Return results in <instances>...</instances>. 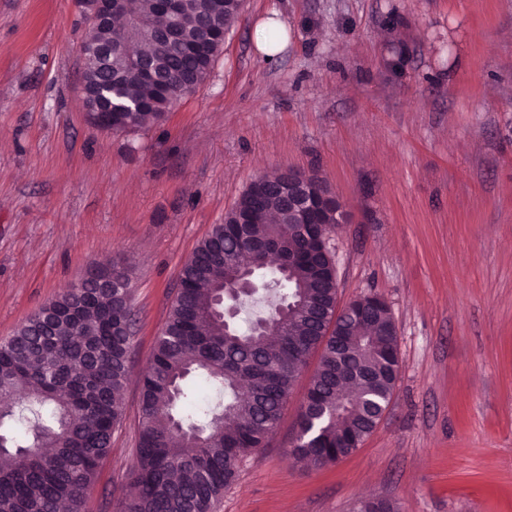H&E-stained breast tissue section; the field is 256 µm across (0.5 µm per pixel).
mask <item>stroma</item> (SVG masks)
<instances>
[{
	"label": "stroma",
	"mask_w": 512,
	"mask_h": 512,
	"mask_svg": "<svg viewBox=\"0 0 512 512\" xmlns=\"http://www.w3.org/2000/svg\"><path fill=\"white\" fill-rule=\"evenodd\" d=\"M283 21L274 57L257 47ZM74 0H0V341L90 268L132 279L131 373L85 512L135 462L140 372L184 262L259 176L343 202L339 305H389L400 370L351 456L304 468L279 427L216 512H512V0H245L206 81L112 133L82 107Z\"/></svg>",
	"instance_id": "35a3bbf8"
}]
</instances>
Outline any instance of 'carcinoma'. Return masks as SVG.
Wrapping results in <instances>:
<instances>
[{
    "mask_svg": "<svg viewBox=\"0 0 512 512\" xmlns=\"http://www.w3.org/2000/svg\"><path fill=\"white\" fill-rule=\"evenodd\" d=\"M119 16L133 20L132 42L156 69L147 83L122 59L90 64L83 78L91 87L112 86V128L125 132L162 120L177 101L209 76L223 42L206 37L204 22L220 5L224 29L243 0H185L179 39L158 30L169 24L155 0H138ZM125 25L86 27L84 41L106 46ZM279 178L262 177L241 194L224 223L212 227L180 272L184 288L156 337L143 372L137 460L128 473L136 493L117 512H214L238 479L241 463L266 446L279 426L295 383L309 374L287 448L296 463L320 468L348 454L369 435L381 407L391 401L399 361L390 355L397 338L383 304L368 325L327 335L326 313L337 307L335 267L326 228L309 234L272 236L280 215ZM248 220L249 239L276 250L278 270L264 254L233 233ZM260 275L261 288L239 305L260 299L265 314L242 328L224 323L216 300L224 286L245 272ZM110 288H69L0 341V512H84L100 463L110 453L112 433L124 415L129 373L132 285L116 265L92 271ZM318 353L313 371L308 360ZM350 354L344 389L336 388L338 358ZM201 377L212 396L202 405L186 385ZM26 419L24 436L4 426Z\"/></svg>",
    "mask_w": 512,
    "mask_h": 512,
    "instance_id": "cac0c4a2",
    "label": "carcinoma"
}]
</instances>
